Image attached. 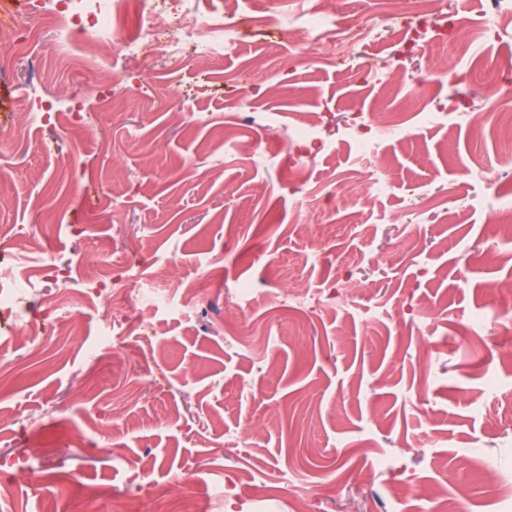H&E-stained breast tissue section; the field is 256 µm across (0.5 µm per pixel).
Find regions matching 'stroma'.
<instances>
[{
	"label": "stroma",
	"mask_w": 512,
	"mask_h": 512,
	"mask_svg": "<svg viewBox=\"0 0 512 512\" xmlns=\"http://www.w3.org/2000/svg\"><path fill=\"white\" fill-rule=\"evenodd\" d=\"M335 2L374 27L379 76L332 30L299 56L318 0H248L219 60L113 59L117 113L71 47H15L0 278L30 329L0 308V512H150L200 463V512H402L424 479L461 512H512V160L473 120L512 90L494 70L512 11L462 49L417 0ZM426 40L445 76L421 88ZM74 85L83 134L41 112ZM311 122L318 140L295 137ZM370 170L389 185L367 200ZM76 305L82 335L50 334Z\"/></svg>",
	"instance_id": "obj_1"
}]
</instances>
